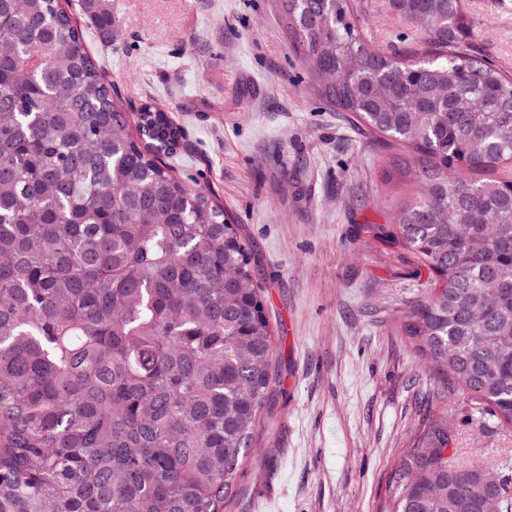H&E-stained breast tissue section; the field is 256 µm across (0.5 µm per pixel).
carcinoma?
Returning <instances> with one entry per match:
<instances>
[{
  "label": "carcinoma",
  "instance_id": "cac0c4a2",
  "mask_svg": "<svg viewBox=\"0 0 512 512\" xmlns=\"http://www.w3.org/2000/svg\"><path fill=\"white\" fill-rule=\"evenodd\" d=\"M419 59L367 43L349 0H283L325 98L413 153L388 235L433 288L401 332L473 420L512 430V77L471 49L464 0H389ZM112 27L110 0H86ZM386 91L379 101L373 90ZM62 0H0V512H221L272 382L240 229L137 136ZM512 465L416 437L390 512H512Z\"/></svg>",
  "mask_w": 512,
  "mask_h": 512
}]
</instances>
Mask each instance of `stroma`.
I'll return each mask as SVG.
<instances>
[{
    "mask_svg": "<svg viewBox=\"0 0 512 512\" xmlns=\"http://www.w3.org/2000/svg\"><path fill=\"white\" fill-rule=\"evenodd\" d=\"M105 35L81 25L129 118L144 103L181 130L169 163L238 225L258 260L276 343L272 383L223 512H384L416 435L448 424L466 466L512 455L415 356L401 317L429 272L384 232L417 188L388 148L311 86L282 0H111ZM474 48L512 73V0H465ZM370 43L423 35L387 0H352Z\"/></svg>",
    "mask_w": 512,
    "mask_h": 512,
    "instance_id": "stroma-1",
    "label": "stroma"
}]
</instances>
